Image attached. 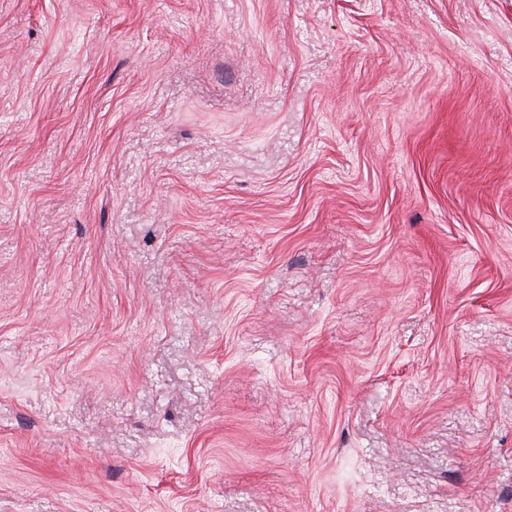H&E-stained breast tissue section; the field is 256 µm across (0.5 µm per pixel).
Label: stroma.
<instances>
[{"mask_svg":"<svg viewBox=\"0 0 512 512\" xmlns=\"http://www.w3.org/2000/svg\"><path fill=\"white\" fill-rule=\"evenodd\" d=\"M0 512H512V0H0Z\"/></svg>","mask_w":512,"mask_h":512,"instance_id":"1","label":"stroma"}]
</instances>
